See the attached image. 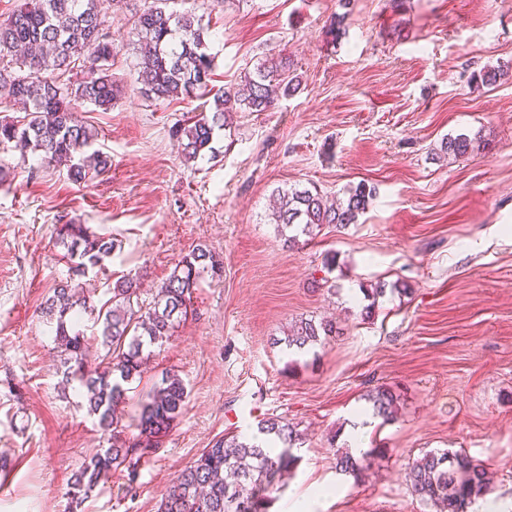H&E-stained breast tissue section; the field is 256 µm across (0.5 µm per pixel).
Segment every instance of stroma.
<instances>
[{"label":"stroma","mask_w":512,"mask_h":512,"mask_svg":"<svg viewBox=\"0 0 512 512\" xmlns=\"http://www.w3.org/2000/svg\"><path fill=\"white\" fill-rule=\"evenodd\" d=\"M144 5L100 0L121 94L108 111L77 107L110 173L78 184L0 144V512H68L73 473L108 445L78 385L60 387L38 313L70 274L55 245L69 222L118 243L82 280L99 305L127 273L151 300L200 243L224 266L201 279L122 406L118 428L135 437L142 398L166 372L183 379L188 398L161 451L140 464L135 495L121 468L79 512H157L204 448L255 437L271 416L293 423L302 445L267 512H425L405 469L444 449L493 474L472 512L488 500L512 507V0H351L336 35L338 0H186L206 28L211 93L173 100L146 97L138 79L133 20ZM277 56L293 60L299 92L267 112L233 113L214 157L185 161L174 128ZM490 67L504 71L497 83H475ZM458 134L473 152L438 158ZM361 182L376 197L358 223L284 247L269 219L273 190L333 196ZM395 281L408 294H386L362 319L361 289ZM326 316L339 336L287 346L291 325ZM378 387L395 396L397 418H371L374 461L357 485L337 472L336 452Z\"/></svg>","instance_id":"35a3bbf8"}]
</instances>
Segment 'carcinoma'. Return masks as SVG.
Wrapping results in <instances>:
<instances>
[{
    "label": "carcinoma",
    "mask_w": 512,
    "mask_h": 512,
    "mask_svg": "<svg viewBox=\"0 0 512 512\" xmlns=\"http://www.w3.org/2000/svg\"><path fill=\"white\" fill-rule=\"evenodd\" d=\"M169 0H152L134 21L139 80L145 94L174 99L207 91L212 57L207 52L200 19L192 12L168 9ZM115 46L104 33L97 0H24L10 18L0 22V88L28 107L29 120L19 126L0 118V143L15 141L37 153L48 166L64 164L76 183L101 176L111 169V159L94 151L86 154L95 134L76 115V103H89L104 111L121 93L112 80L109 62ZM82 62L86 76L73 84L64 80ZM300 85L291 59L267 58L241 77L240 83L213 96V107L195 120L178 126L173 135L186 160L212 150L214 131L228 125L230 113L241 109L266 112L288 98ZM473 150L464 134L442 139L440 151L454 158ZM376 196L375 188L360 183L348 188L339 203H328L317 188L277 190L271 220L284 236V244L299 243L324 224L345 227L355 224ZM57 243L65 250L70 269L84 276L111 257L116 243L88 232L83 224H63ZM223 262L204 244L181 258L173 272L144 308L138 302L139 282L132 276L117 279L110 306L98 310L90 294L67 280L53 288L42 312L55 322L54 341L64 367L62 384L78 383L84 389L87 412L97 417L105 432L119 423L118 406L127 397L125 384L141 375L145 351L172 336L178 318L187 313V302L203 275L221 276ZM369 304L361 316L372 317L378 298L386 293L405 294L398 281L363 289ZM97 314L101 332L97 340L105 350L102 362L93 367L86 359L87 339L74 331V318ZM336 335L328 320H302L290 327L288 347L300 350ZM188 396L181 377L165 374L140 406L139 434L130 439L112 435V445L94 454L74 474L71 512L105 486L112 472L127 470L126 492L136 490L140 462L156 456L163 437L182 413ZM375 414L388 423L395 418L394 395L379 389L371 398ZM259 432L282 444L277 451L270 442H240L219 438L202 451L193 465L183 469L162 499L158 512H266L280 478L297 462L291 449L301 441L294 426L280 417L259 423ZM336 467L358 481L370 467V457L358 459L351 452L336 455ZM406 479L413 493L430 512H468L474 500L490 491L487 471L464 452L428 451L408 466Z\"/></svg>",
    "instance_id": "cac0c4a2"
}]
</instances>
